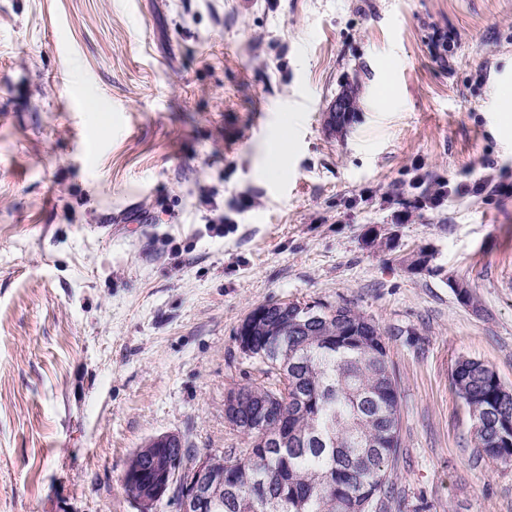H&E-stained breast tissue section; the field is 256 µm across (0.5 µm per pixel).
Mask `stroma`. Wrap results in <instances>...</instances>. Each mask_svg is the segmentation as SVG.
I'll list each match as a JSON object with an SVG mask.
<instances>
[{"label": "stroma", "instance_id": "1", "mask_svg": "<svg viewBox=\"0 0 512 512\" xmlns=\"http://www.w3.org/2000/svg\"><path fill=\"white\" fill-rule=\"evenodd\" d=\"M510 82L512 0H0V512H137L149 438L245 447L224 399L276 378L237 331L292 300L383 331L401 512H512L451 382L512 388Z\"/></svg>", "mask_w": 512, "mask_h": 512}]
</instances>
